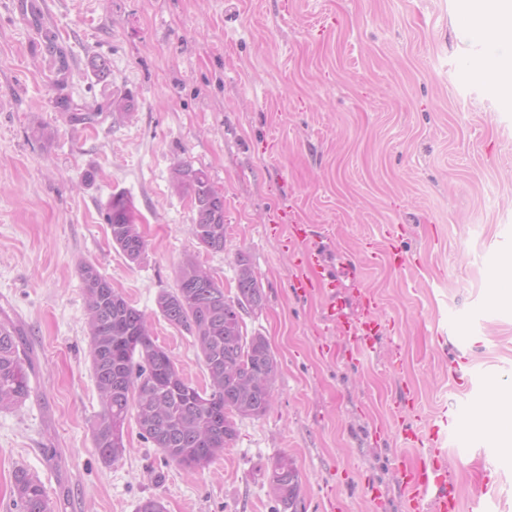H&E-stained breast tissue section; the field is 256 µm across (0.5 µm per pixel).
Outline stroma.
Returning <instances> with one entry per match:
<instances>
[{"label":"stroma","mask_w":512,"mask_h":512,"mask_svg":"<svg viewBox=\"0 0 512 512\" xmlns=\"http://www.w3.org/2000/svg\"><path fill=\"white\" fill-rule=\"evenodd\" d=\"M17 2L0 0V319L22 329L35 375L25 404L0 412V512H15L20 466L55 512H136L149 496L167 512H273L266 469L282 454L299 471L300 512H376L372 488L383 512H408L397 470L435 449L458 512L479 495L487 512H512V454L494 438H402L408 421L430 430L481 386H512V305L489 296L492 262L512 255V107L470 74L486 49L459 19L463 0H34L35 27ZM47 31L66 73L42 49ZM95 56L110 62L107 81L88 68ZM123 96L133 112L86 127L56 105L94 112ZM181 162L224 197L223 251L191 234L190 199L171 180ZM118 192L147 243L135 262L105 220ZM295 224L311 225L346 313L359 314L358 289L375 299L381 333L367 356L327 321L321 289L295 288L306 245ZM240 252L265 294L245 330L280 362L271 409L237 420L231 447L193 474L132 418L123 457L104 462L81 266L142 311L202 387L193 337L157 298L189 257L235 294ZM349 261L354 285L340 276ZM404 394L413 408L399 415Z\"/></svg>","instance_id":"1"}]
</instances>
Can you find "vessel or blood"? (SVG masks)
<instances>
[{"label":"vessel or blood","mask_w":512,"mask_h":512,"mask_svg":"<svg viewBox=\"0 0 512 512\" xmlns=\"http://www.w3.org/2000/svg\"><path fill=\"white\" fill-rule=\"evenodd\" d=\"M295 284L300 288H323L327 293H335L338 282L334 275L326 271L322 264L319 248L311 247L298 253ZM364 313L351 319L345 317L338 303L329 302L326 309L329 321L337 323L346 337L358 348L371 349L381 325L371 315L375 305L371 298L362 302ZM455 481L442 467L438 454L412 465L402 466L398 475V486L406 497L411 512H454L456 508Z\"/></svg>","instance_id":"vessel-or-blood-1"}]
</instances>
